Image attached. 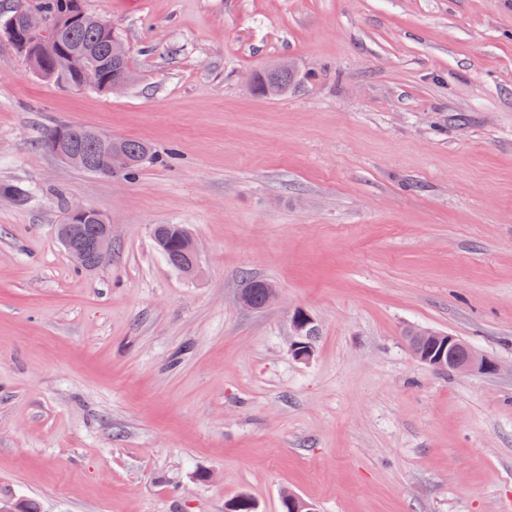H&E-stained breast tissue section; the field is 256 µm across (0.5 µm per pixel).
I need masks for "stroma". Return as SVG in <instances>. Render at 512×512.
Returning a JSON list of instances; mask_svg holds the SVG:
<instances>
[{"label": "stroma", "mask_w": 512, "mask_h": 512, "mask_svg": "<svg viewBox=\"0 0 512 512\" xmlns=\"http://www.w3.org/2000/svg\"><path fill=\"white\" fill-rule=\"evenodd\" d=\"M129 49L74 91L0 42V500L41 512H512V0H85ZM288 61L287 94L250 76ZM148 143L135 178L39 144ZM112 226L78 268L64 203ZM183 224L186 275L151 227ZM277 298L241 305L246 278ZM316 327L306 362L291 315ZM498 365L421 364L408 332ZM167 231L166 244H161L158 239L160 238V226L154 225L152 234L154 243L158 251L165 258V260L176 269L177 260L181 254V241L179 237L180 230L184 227L183 224H162ZM184 244L186 249V260L177 269L186 275L192 274L197 266L198 253L195 245L194 238L187 229H182Z\"/></svg>", "instance_id": "35a3bbf8"}]
</instances>
